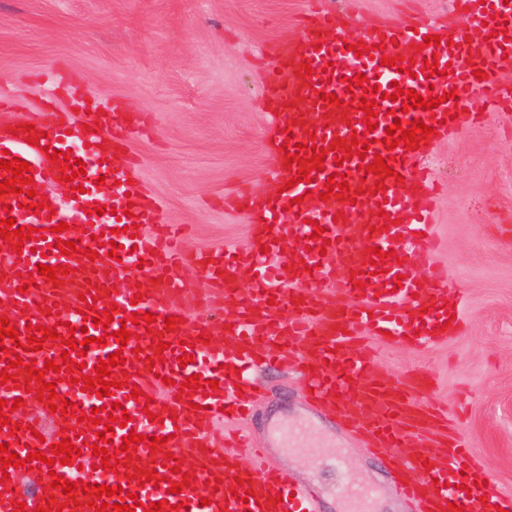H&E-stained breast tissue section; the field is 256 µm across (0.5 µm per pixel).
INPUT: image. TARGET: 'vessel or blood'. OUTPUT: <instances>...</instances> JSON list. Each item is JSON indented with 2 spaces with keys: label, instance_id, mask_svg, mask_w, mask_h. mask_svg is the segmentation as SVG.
<instances>
[{
  "label": "vessel or blood",
  "instance_id": "obj_1",
  "mask_svg": "<svg viewBox=\"0 0 512 512\" xmlns=\"http://www.w3.org/2000/svg\"><path fill=\"white\" fill-rule=\"evenodd\" d=\"M455 10L463 12L461 32L452 34L447 45H425L434 26L422 19L408 22L380 21L365 27L361 39L363 55H355L350 46L343 18L333 11H315L298 37L285 40L278 53L280 78L271 80L265 95L273 113L271 126L278 142L304 144L314 142L325 149L322 171L313 182L291 183L298 164H286L277 156L274 171L286 189L276 199L260 202L255 191L242 185L225 194L224 208L245 213L254 222L248 248L222 250L198 255L192 265L197 278L224 289L235 298V317L231 323L201 314H185L179 301L189 294L190 284L183 277L178 259L176 228L159 221L157 202L143 192L136 181L137 162L128 151V138L134 123L128 122L121 101H107L99 114H88L84 124L75 121V109L84 106V84L80 74L63 65H55L42 78L53 96L45 100L42 112L33 117L42 131L37 145L26 140V130L12 134L0 125V151L10 158L28 162L31 175L39 183H56L59 169L43 153V146L67 151L72 140L83 142L80 154L83 174L77 175L84 191L67 205L49 213L48 209H28L27 194L0 195V219L11 216L16 226L33 219L39 236L26 241L21 253L9 248L0 238V303L10 310L9 320L17 332L27 325L57 329L59 336L46 340L38 352L22 353V366L9 368L0 361V371L11 369V385L0 383V399L14 402L37 389L29 381L25 364L44 369L47 361L60 359L61 335L73 334L75 340L92 336L86 348L84 374L96 373L98 361L121 352L124 366L114 367L113 379L128 378V387L97 397L95 391H82L80 385L65 387L62 396L74 403V413L62 416V426L84 441L81 456L71 464H54L56 475L72 481L84 477L92 485L129 488L139 502L150 505L164 502L179 505V512H322L323 495L319 487L293 481L277 468L267 451H254L251 468L238 467L233 449L248 445V437L239 431L226 433L224 444L213 447L210 433L222 416L241 417L250 409L254 385L248 379L257 368L284 364L296 365L312 399L336 414L368 441L371 453L385 466L395 469L404 496L414 504L415 512H445L454 503L462 512H512V496H505L485 463L474 456L471 444L461 431H449L448 418L435 409H422L419 396L432 388L430 375L412 372L396 382H378L370 370L375 359L368 336L393 334L415 348L447 341L450 331L445 321L461 327L453 318L463 309L465 294L448 281V270L432 262L439 247L433 215L437 183L423 159L438 140L451 138L464 124L481 123L486 112L496 113L503 122L512 121V94L504 93L496 73L512 71V0H453ZM403 60L421 56L437 58L446 66V75H428L421 66L412 73L382 65V57ZM309 64L312 76H303L301 64ZM486 74L476 80L475 70ZM366 74L365 86L347 88L345 81ZM378 88L382 98L376 110L377 126L363 124L362 110L352 108V98L362 97L365 89ZM415 90L420 96L440 97L434 110L404 108L391 101L396 88ZM452 99H445V92ZM336 94L338 104H330L328 94ZM482 96L486 112H471L467 106ZM65 98L67 110L57 109L55 98ZM423 121L434 128L433 136L419 148L404 146L387 149L384 138L395 121ZM368 142L369 151L388 159L394 174L385 178V193L371 194L377 179L374 173H361L360 157L336 164L331 146L335 141L351 144ZM342 172L356 192L355 201L343 200L341 189L332 198L320 200L329 175ZM132 216H125V209ZM393 226H386V219ZM67 229L56 232L58 223ZM151 224L152 236L130 237L127 227ZM322 226V238H314L315 226ZM77 242L79 254H61L57 240ZM120 244L118 258H110L112 244ZM386 252L385 271L374 274L369 260L370 247ZM96 251V259L84 257V250ZM65 265L68 275L60 284L47 281L36 270L37 263ZM139 274L151 283L142 301L128 288L131 274ZM94 298H87V290ZM118 304L123 319L131 315L155 314L153 323L132 326L127 344L111 340L100 345L105 331H118L120 321L108 327H85L83 315L91 310L105 311ZM179 317L174 331H167V317ZM211 337L203 343L201 334ZM167 342L164 351L154 349V340ZM193 353V363L180 365L179 356ZM200 375L201 388L182 394L179 388L186 377ZM218 389H210V381ZM140 396H132V388ZM121 402L132 416L131 427H115L108 451H118L130 432L145 435L135 459L117 470H104L93 453L96 428L79 421V413H96L101 422H109V406ZM163 414V422L150 421V414ZM18 423L16 434L0 433V443L10 445L19 458L41 451L50 454L53 444L62 439L53 433L45 440L33 437L32 423L25 408L11 412ZM164 438L163 448L181 462L182 472L192 483L181 493H170L169 467H154L146 441ZM157 470L159 482L145 486L128 483L127 468ZM249 480L253 495L241 502L231 489L237 479ZM218 488H211V481ZM44 485L34 490L11 489L0 483V512H15L16 503H24L26 512H34L45 496ZM283 495L282 504L273 496ZM342 512H375V494L369 489L337 487ZM210 505H203V498Z\"/></svg>",
  "mask_w": 512,
  "mask_h": 512
}]
</instances>
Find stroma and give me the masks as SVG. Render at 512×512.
Here are the masks:
<instances>
[{"instance_id": "35a3bbf8", "label": "stroma", "mask_w": 512, "mask_h": 512, "mask_svg": "<svg viewBox=\"0 0 512 512\" xmlns=\"http://www.w3.org/2000/svg\"><path fill=\"white\" fill-rule=\"evenodd\" d=\"M321 3L355 35L416 12L452 21L450 0ZM312 9L310 0H0V90L65 61L92 106L112 97L148 116V132L131 141L139 180L163 223L186 225V258L244 248L250 220L225 211L222 196L242 183L264 194L276 187L263 86L276 46L297 36ZM425 162L440 192L434 221L443 246L433 260L468 294L465 325L422 350L375 341L372 374L394 382L421 369L433 379L427 403L453 410L469 399L472 451L512 493V132L495 117L463 126ZM261 379L247 422L253 440L295 481L320 486L325 512H339L331 469L339 458L350 481L380 487L378 512H413L397 473L309 400L294 370H265ZM273 419L310 425L302 448L272 441Z\"/></svg>"}]
</instances>
